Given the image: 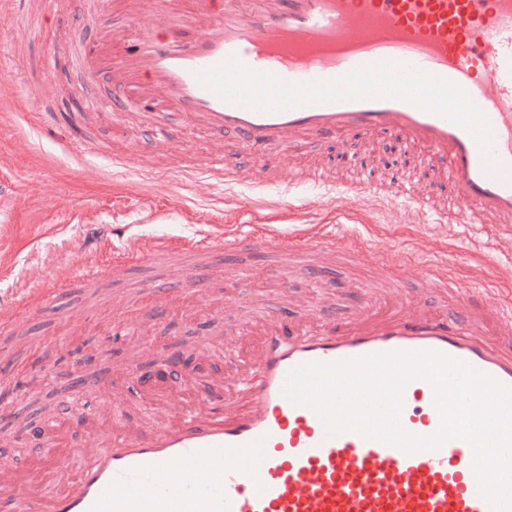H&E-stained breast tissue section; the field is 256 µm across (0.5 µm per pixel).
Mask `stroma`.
I'll return each mask as SVG.
<instances>
[{
  "label": "stroma",
  "mask_w": 512,
  "mask_h": 512,
  "mask_svg": "<svg viewBox=\"0 0 512 512\" xmlns=\"http://www.w3.org/2000/svg\"><path fill=\"white\" fill-rule=\"evenodd\" d=\"M21 8L33 15V28L17 23L10 13H0V51L12 61L11 70L0 72V316H22L24 326L46 337L53 352L51 366L62 374L70 369V350L111 341V359H93L86 370L111 376L112 391L79 400L75 409L105 421L118 406L130 421L155 430L161 426L157 413L146 392L129 394L125 366L158 359L164 342L178 344L189 358L190 368L197 371L194 385L203 392L225 367L218 350L235 346L233 330L248 318L270 312L285 322L312 309L331 319L357 308L368 289L397 284L437 305L439 295L419 260L437 246L457 257L459 288L471 290L481 279L489 284L482 295L486 304L512 301V241L498 242L490 256L491 267L466 257L473 244L487 236L480 225L431 224L402 201L370 199L344 216L335 203L313 192L193 186L164 177L163 169L177 165L181 155L207 157L209 147L202 144L201 133L185 129L176 116H169L167 126L177 148L159 155L151 128L130 116L115 119L111 105H105V98L113 103L123 98L105 71L88 73L58 50L76 34L101 59H108L112 31L125 26L126 18L107 0L99 7L93 0H22ZM19 97L27 98L33 111L65 114L70 129L90 130L105 147L122 144L130 150L134 166L98 154L76 156L64 151L55 139L12 112V102ZM388 141V136L378 135L368 144L347 149L322 143L296 153L293 162L301 168L321 165L340 182L362 172L384 185L390 165L382 160L373 166L365 157L369 147L382 149ZM345 149L351 161L340 160ZM267 223L297 234L317 231L323 224L340 225L336 254L312 259L313 264L326 266V275L308 278L295 263L259 250L248 255L250 270L243 280L238 258L225 256L218 268L204 265L198 270L199 275L212 277L210 299L182 304L170 294L155 313L144 307L143 295L161 275L182 271L180 259L113 267L95 281L99 294L92 302L85 301L86 284L76 277L85 259L98 257L111 264L109 245H122L134 234L144 240H185L203 233L220 236L230 224ZM362 238L384 242L396 255L394 266H376L375 255L365 249L358 258L349 257L348 248ZM57 274L74 277L66 293L23 315L27 296L48 287ZM36 361L33 352H26L14 372L18 387L10 398L26 418L34 400L45 399L55 387L67 384L63 377L55 381L40 373Z\"/></svg>",
  "instance_id": "stroma-1"
}]
</instances>
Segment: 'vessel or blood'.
<instances>
[{
	"mask_svg": "<svg viewBox=\"0 0 512 512\" xmlns=\"http://www.w3.org/2000/svg\"><path fill=\"white\" fill-rule=\"evenodd\" d=\"M130 18L113 31L121 49L108 70L129 88L123 106L167 146L168 115L204 132L213 150L184 159L190 183L239 182L225 139L272 187L336 196L351 211L377 187L339 184L326 171L283 165L281 153L378 134L423 150L389 194L440 224H490L512 232V0H117ZM149 11L190 41L134 25ZM48 133L68 149L99 153L93 133ZM289 258L331 255L336 228L291 240L278 225H228L186 250L215 257L251 250ZM440 304L396 287L343 322L268 316L246 326V351L212 400L194 396L164 427L110 432L70 478L38 489L42 475H0V512H492L481 496L471 444L403 448L354 431L328 434L316 409L284 395L289 373L316 362L381 352L429 351L463 361L512 387V306L487 309L462 296L448 252L425 258ZM399 421L416 437L441 427L425 379L407 383ZM180 472H173L172 463Z\"/></svg>",
	"mask_w": 512,
	"mask_h": 512,
	"instance_id": "b4317fda",
	"label": "vessel or blood"
}]
</instances>
